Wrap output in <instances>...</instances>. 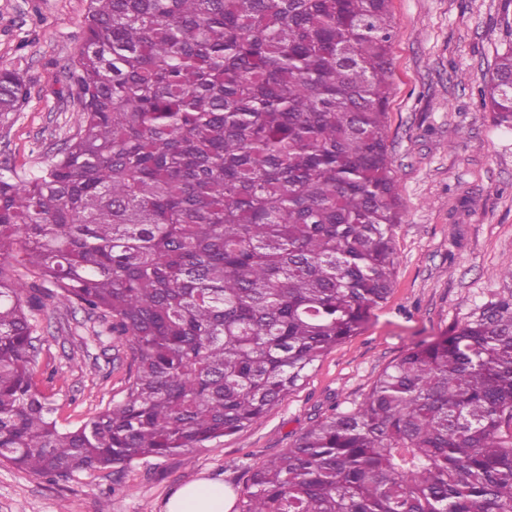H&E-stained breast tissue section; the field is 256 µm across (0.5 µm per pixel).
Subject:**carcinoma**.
Here are the masks:
<instances>
[{
	"mask_svg": "<svg viewBox=\"0 0 512 512\" xmlns=\"http://www.w3.org/2000/svg\"><path fill=\"white\" fill-rule=\"evenodd\" d=\"M483 89L512 125V16ZM388 0H89L75 137L0 166V253L130 337L121 399L58 426L0 263V459L69 478L264 416L389 294ZM0 70V115L26 99ZM239 512H512V298L409 348L253 468Z\"/></svg>",
	"mask_w": 512,
	"mask_h": 512,
	"instance_id": "cac0c4a2",
	"label": "carcinoma"
}]
</instances>
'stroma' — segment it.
Returning a JSON list of instances; mask_svg holds the SVG:
<instances>
[{"label": "stroma", "mask_w": 512, "mask_h": 512, "mask_svg": "<svg viewBox=\"0 0 512 512\" xmlns=\"http://www.w3.org/2000/svg\"><path fill=\"white\" fill-rule=\"evenodd\" d=\"M88 0H0V69L28 87L21 108L0 117V165L19 175L54 160L77 132L64 93L66 66L82 47ZM396 31L387 145L402 222L387 300L360 332L325 354L308 378L246 429L188 455L135 459L121 481L111 469L69 479L0 462V512H164L182 485L210 479L239 496L251 470L282 453L332 405L360 402L406 350L473 319L512 294V127L497 122L481 90L512 0H389ZM39 388L59 426L75 427L120 397L131 370L122 336H101V318L38 293Z\"/></svg>", "instance_id": "1"}]
</instances>
